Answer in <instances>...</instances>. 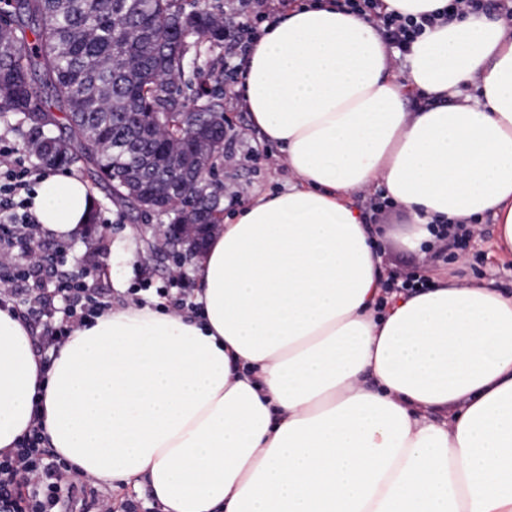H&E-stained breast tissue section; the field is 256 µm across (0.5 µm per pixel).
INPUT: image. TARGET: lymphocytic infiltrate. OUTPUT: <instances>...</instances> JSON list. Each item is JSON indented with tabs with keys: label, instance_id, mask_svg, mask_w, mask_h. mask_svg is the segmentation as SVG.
<instances>
[{
	"label": "lymphocytic infiltrate",
	"instance_id": "f902f5d3",
	"mask_svg": "<svg viewBox=\"0 0 512 512\" xmlns=\"http://www.w3.org/2000/svg\"><path fill=\"white\" fill-rule=\"evenodd\" d=\"M224 15V71L244 65L257 28L274 21L280 6L294 0H237ZM342 11L375 22L386 40L406 51L438 20L495 8L512 15V0H448L442 11L419 16L385 13L380 0H335ZM37 169L20 150L0 142V308L27 307L44 321L45 336L36 346L42 364L74 328L91 322L105 309L100 288L89 270L68 268L64 249L53 258L41 252V233L29 210V179ZM41 426H33L16 448L0 453V512H112L108 496L79 498L88 482L85 474L53 450L45 448Z\"/></svg>",
	"mask_w": 512,
	"mask_h": 512
}]
</instances>
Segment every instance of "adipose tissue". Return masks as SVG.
<instances>
[{"mask_svg":"<svg viewBox=\"0 0 512 512\" xmlns=\"http://www.w3.org/2000/svg\"><path fill=\"white\" fill-rule=\"evenodd\" d=\"M372 24L290 5L236 91L283 186L215 229L194 312L102 311L50 366L0 309V452L34 424L79 472L148 483L161 512H512V295L435 280L385 313L354 199L385 190L429 227L491 215L512 257V22H439L391 68ZM85 183L42 177L33 215L67 241Z\"/></svg>","mask_w":512,"mask_h":512,"instance_id":"1","label":"adipose tissue"}]
</instances>
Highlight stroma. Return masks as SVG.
Returning <instances> with one entry per match:
<instances>
[{"instance_id": "obj_1", "label": "stroma", "mask_w": 512, "mask_h": 512, "mask_svg": "<svg viewBox=\"0 0 512 512\" xmlns=\"http://www.w3.org/2000/svg\"><path fill=\"white\" fill-rule=\"evenodd\" d=\"M224 110L230 119L228 140L233 146L232 158L220 161L224 192L220 207L224 216L248 203L256 191L277 186L283 168L275 146L259 141L251 129L247 113L237 111L234 94L224 98ZM89 188L99 217L85 234L68 240V258L86 268L101 269L97 281L105 294L111 295L113 305L130 302L131 291L141 290L143 298L155 297L157 289L177 287L185 298H193L199 287L194 263L185 266L186 275L176 278L171 262L160 259L149 249L158 239L162 217H153L145 225L126 216L123 206L108 188L97 184L83 165L71 169ZM385 235L384 264L394 274L419 270L452 279L461 284L483 278L494 282L503 291L512 293V258L496 253L492 243L495 226L490 220L475 225L472 236L459 246L458 256L448 261L435 260L433 253L416 255L401 248L398 237L406 226L401 208L384 214L379 223ZM135 251L136 260H126L127 251Z\"/></svg>"}]
</instances>
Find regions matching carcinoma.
Returning <instances> with one entry per match:
<instances>
[{
	"label": "carcinoma",
	"mask_w": 512,
	"mask_h": 512,
	"mask_svg": "<svg viewBox=\"0 0 512 512\" xmlns=\"http://www.w3.org/2000/svg\"><path fill=\"white\" fill-rule=\"evenodd\" d=\"M206 44L223 46L224 22L181 0H0V114L49 143L44 163L90 167L128 214L197 224L186 182L210 200L224 191L214 164L224 155V109L207 99L220 75L197 71L191 107L179 87L187 49ZM183 112L197 113L205 149L169 150Z\"/></svg>",
	"instance_id": "obj_1"
}]
</instances>
